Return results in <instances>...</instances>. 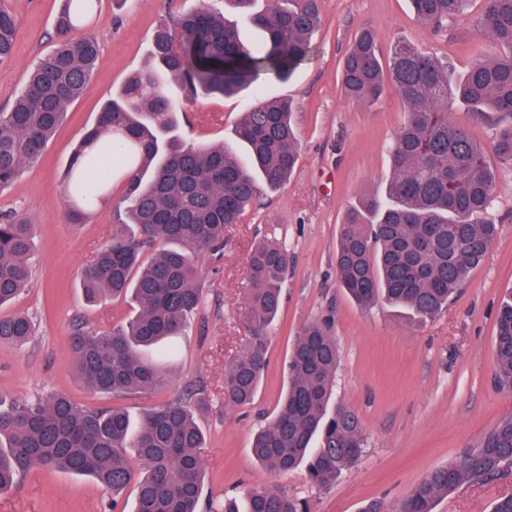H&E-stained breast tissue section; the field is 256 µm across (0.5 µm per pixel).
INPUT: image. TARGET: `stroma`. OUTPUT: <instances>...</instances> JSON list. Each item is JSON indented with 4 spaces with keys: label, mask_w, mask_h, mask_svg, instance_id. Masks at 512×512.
<instances>
[{
    "label": "stroma",
    "mask_w": 512,
    "mask_h": 512,
    "mask_svg": "<svg viewBox=\"0 0 512 512\" xmlns=\"http://www.w3.org/2000/svg\"><path fill=\"white\" fill-rule=\"evenodd\" d=\"M15 15L12 57L0 63V109L9 107L29 67L55 43L53 19L60 0H0ZM220 10L222 0H98L83 28L96 37L99 60L83 97L72 104L41 159L25 166L0 191V215H25L37 229L33 277L10 312L33 316L36 333L23 347L0 344V400L31 401L59 392L80 406L124 408L140 419L156 404L205 389L209 406L197 422L206 436L201 451L204 496L222 512L225 496H240L258 484L277 486L306 501L309 512H357L364 500L399 504L432 469L476 445L504 416L512 394L494 381L496 316L512 291V168L499 169L493 195L498 236L468 285L434 320L419 325L390 308L360 309L342 289L336 272V241L347 209L363 196L383 195L390 145L405 117L394 91L376 101L354 103L341 90V63L356 35L374 29L382 63L400 40L465 70L481 51L475 19L482 0L437 32L421 28L408 0H321L320 24L309 59L290 79L269 80L265 94L291 100L299 158L288 181L261 195L239 223L224 229L221 253L198 258L201 305L185 333L148 353L165 362L167 383L148 395L112 398L92 392L77 375L70 351L75 324L102 331L133 313L125 300L83 299L80 282L96 250L120 222L118 202L125 181L113 177L107 199L87 223L64 217L67 171L84 133L102 106L144 63L155 28L180 12ZM256 102L251 92L186 97L181 134L192 144L230 140L243 112ZM277 239L290 257L282 277L279 313L268 329L269 364L250 406L224 407V373L250 336L246 303L249 259L255 244ZM331 319L339 348L334 400L352 409L367 436L359 462L326 489L313 487L305 467L277 475L251 452L254 433L272 417L287 382L284 362L301 328ZM512 493V473L466 484L440 498L436 512H490ZM135 492L120 497L91 478L32 468L8 493L0 512H134Z\"/></svg>",
    "instance_id": "stroma-1"
}]
</instances>
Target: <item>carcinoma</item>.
Instances as JSON below:
<instances>
[{
	"label": "carcinoma",
	"instance_id": "carcinoma-1",
	"mask_svg": "<svg viewBox=\"0 0 512 512\" xmlns=\"http://www.w3.org/2000/svg\"><path fill=\"white\" fill-rule=\"evenodd\" d=\"M96 0H63L54 18L56 48L30 69L23 88L0 111V189L33 164L89 84L99 56L97 39L74 33ZM467 0H410L426 29L453 20ZM476 30L488 45L463 72L414 44L399 41L383 70L377 36L359 33L341 69L345 97L378 98L391 84L405 120L390 149L383 196H366L347 210L336 243V270L362 308L385 303L416 323L435 319L469 282L497 235L493 153L512 166V0H482ZM224 0V9L249 16L261 39L250 42L224 13L197 9L160 22L143 66L112 94L76 148L69 170L71 224L87 222L103 199L105 162L128 181L124 224L139 236L112 234L87 266L86 299L130 298L135 314L102 332L74 326V367L99 394H147L167 382L142 349L182 334L201 303L197 258L224 247V227L236 224L264 191L280 188L298 160L291 103L267 98L258 80H285L311 51L319 0ZM16 19L0 6V62L10 58ZM194 96H232L252 88L258 103L243 113L229 143L192 145L181 136L182 103L167 86ZM463 110L489 126L484 144L448 119ZM34 225L14 213L0 222V307L13 302L32 277ZM159 244L151 257L146 249ZM288 252L265 241L249 261L247 305L253 329L247 346L224 375V406L251 404L267 367L265 329L281 303ZM35 333L22 312L0 316V343L23 345ZM338 347L325 323L304 326L288 355V388L252 453L268 471L286 473L306 462L311 484L323 489L360 459L366 438L347 406L329 409ZM495 378L512 392V292L496 319ZM209 403L205 389L171 399L134 425L121 408L92 410L50 393L5 409L0 406V493L35 466L89 476L112 490L134 486L135 512H201L205 437L195 412ZM134 449L143 473L125 449ZM512 468V416L502 418L478 445L433 469L398 512H434L437 500L460 486ZM224 512H307L304 502L267 485L243 503L224 500Z\"/></svg>",
	"mask_w": 512,
	"mask_h": 512
}]
</instances>
